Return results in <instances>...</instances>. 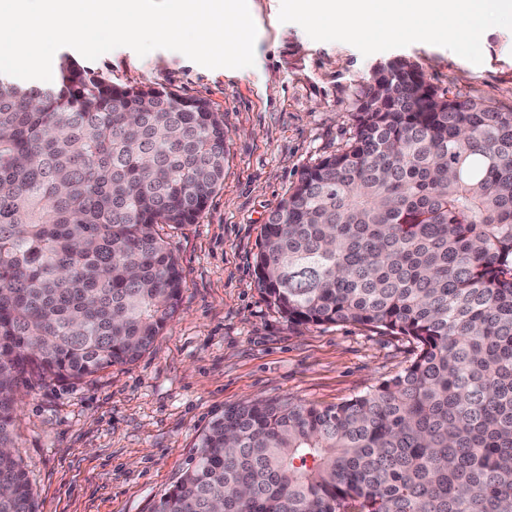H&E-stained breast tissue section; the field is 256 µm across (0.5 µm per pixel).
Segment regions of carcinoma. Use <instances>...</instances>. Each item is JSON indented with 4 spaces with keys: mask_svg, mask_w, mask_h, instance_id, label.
<instances>
[{
    "mask_svg": "<svg viewBox=\"0 0 512 512\" xmlns=\"http://www.w3.org/2000/svg\"><path fill=\"white\" fill-rule=\"evenodd\" d=\"M59 70L0 75V512H37L12 451L28 369L150 347L183 288L159 225L197 223L228 152L202 98ZM354 112L270 212L257 282L288 322L406 336L413 361L333 406L225 409L153 512H512V110L396 57Z\"/></svg>",
    "mask_w": 512,
    "mask_h": 512,
    "instance_id": "carcinoma-1",
    "label": "carcinoma"
}]
</instances>
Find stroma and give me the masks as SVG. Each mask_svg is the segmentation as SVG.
I'll return each instance as SVG.
<instances>
[{
    "instance_id": "stroma-1",
    "label": "stroma",
    "mask_w": 512,
    "mask_h": 512,
    "mask_svg": "<svg viewBox=\"0 0 512 512\" xmlns=\"http://www.w3.org/2000/svg\"><path fill=\"white\" fill-rule=\"evenodd\" d=\"M255 4L259 55L249 68L128 47L78 60L116 84L208 100L224 119L229 156L198 223L162 232L184 288L151 347L80 380L26 374L14 446L38 512H152L225 408L256 398L336 405L414 358L408 338L371 326L288 323L257 284L263 226L301 171L350 137L354 97L377 64L403 56L439 89L512 109V30L488 36L479 65L424 42L365 56L280 22L279 0Z\"/></svg>"
}]
</instances>
